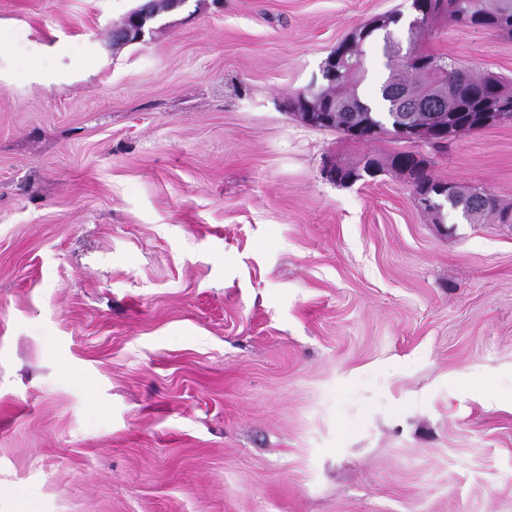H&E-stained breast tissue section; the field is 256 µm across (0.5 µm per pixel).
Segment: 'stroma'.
<instances>
[{
  "mask_svg": "<svg viewBox=\"0 0 512 512\" xmlns=\"http://www.w3.org/2000/svg\"><path fill=\"white\" fill-rule=\"evenodd\" d=\"M0 0V512H512V125L441 153L295 119L411 0ZM424 47L512 80V38ZM186 0H147L137 11L146 12L144 29L150 31L148 25L157 20L165 12L182 6ZM389 167L396 169L399 172H405L406 175L412 180L417 192L418 188L423 187L425 184L429 185L432 189L439 186L448 185L434 180L425 172L424 160L413 152H398L390 156ZM336 175L341 179L340 184H353L362 180L364 174L369 177L376 176L377 173L383 170V164L377 158L367 156L363 161L362 167L358 166H334ZM347 182V183H345ZM496 212L499 213L502 223H507L509 219L511 223V212L508 215L504 209H500L497 200L485 189L457 186L456 195L448 196V210L445 215L453 214L469 223H475Z\"/></svg>",
  "mask_w": 512,
  "mask_h": 512,
  "instance_id": "stroma-1",
  "label": "stroma"
}]
</instances>
